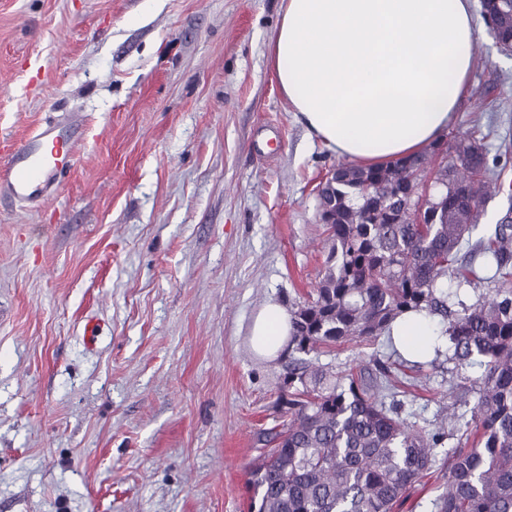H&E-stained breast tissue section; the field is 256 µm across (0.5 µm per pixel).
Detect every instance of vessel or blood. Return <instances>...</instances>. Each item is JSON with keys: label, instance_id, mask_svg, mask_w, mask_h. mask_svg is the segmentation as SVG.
<instances>
[{"label": "vessel or blood", "instance_id": "obj_1", "mask_svg": "<svg viewBox=\"0 0 512 512\" xmlns=\"http://www.w3.org/2000/svg\"><path fill=\"white\" fill-rule=\"evenodd\" d=\"M82 136V128L75 124H48L29 135L0 166V194L19 202L36 199L61 176L67 147Z\"/></svg>", "mask_w": 512, "mask_h": 512}]
</instances>
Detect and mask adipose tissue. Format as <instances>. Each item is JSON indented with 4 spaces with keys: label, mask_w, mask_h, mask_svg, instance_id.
<instances>
[{
    "label": "adipose tissue",
    "mask_w": 512,
    "mask_h": 512,
    "mask_svg": "<svg viewBox=\"0 0 512 512\" xmlns=\"http://www.w3.org/2000/svg\"><path fill=\"white\" fill-rule=\"evenodd\" d=\"M475 41L471 0H284L269 61L280 91L311 135L372 166L441 139L465 95ZM290 314L256 316L254 350L287 351ZM404 358H431L432 329L408 312L392 325Z\"/></svg>",
    "instance_id": "adipose-tissue-1"
}]
</instances>
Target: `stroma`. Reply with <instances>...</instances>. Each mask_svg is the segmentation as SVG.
<instances>
[{"label":"stroma","mask_w":512,"mask_h":512,"mask_svg":"<svg viewBox=\"0 0 512 512\" xmlns=\"http://www.w3.org/2000/svg\"><path fill=\"white\" fill-rule=\"evenodd\" d=\"M282 0H0L3 147L79 123L75 164L36 202L0 203V512H248V468L287 393L256 314L324 273L318 188L344 157L292 112L267 61ZM467 97L442 141L486 131L512 214V52L474 0ZM399 364L386 338L321 349L339 375ZM438 360L404 376L432 430ZM437 461L399 512H433Z\"/></svg>","instance_id":"35a3bbf8"}]
</instances>
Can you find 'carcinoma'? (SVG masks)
<instances>
[{
  "instance_id": "obj_1",
  "label": "carcinoma",
  "mask_w": 512,
  "mask_h": 512,
  "mask_svg": "<svg viewBox=\"0 0 512 512\" xmlns=\"http://www.w3.org/2000/svg\"><path fill=\"white\" fill-rule=\"evenodd\" d=\"M494 37L512 49V0H484ZM478 130L434 153L375 167L339 164L318 194L327 224L325 272L291 312L292 351L308 355L356 339L390 336L416 312L436 326L435 357L481 374L471 419L448 406L451 429L426 433L386 406V362L357 378L311 360L288 364L287 420L251 467L250 512H396L407 490L448 449V485L434 512H512V224H477L480 203L502 188ZM433 176L429 201L419 185ZM480 262H475V257ZM493 285L471 302L464 291Z\"/></svg>"
}]
</instances>
